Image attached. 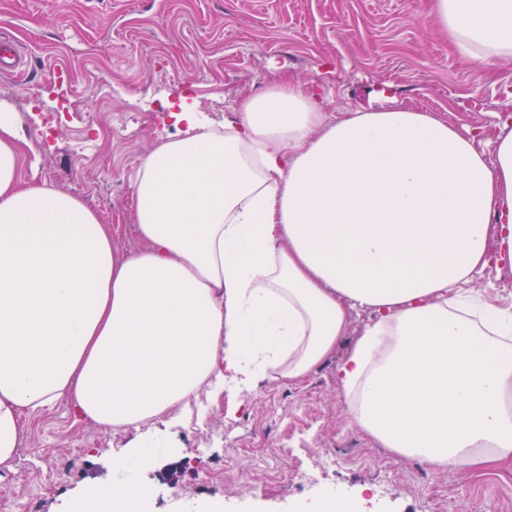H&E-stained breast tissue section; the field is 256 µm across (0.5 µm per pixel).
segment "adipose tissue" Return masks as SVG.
<instances>
[{
	"label": "adipose tissue",
	"instance_id": "ef3b65f1",
	"mask_svg": "<svg viewBox=\"0 0 512 512\" xmlns=\"http://www.w3.org/2000/svg\"><path fill=\"white\" fill-rule=\"evenodd\" d=\"M470 60L512 59V0H432ZM133 181L135 254L78 197L22 181L0 113V466L22 418L66 399L98 424L164 421L202 389L300 383L349 312L337 366L354 422L397 456L459 475L512 461V309L474 302L512 271V116L492 154L435 113L343 112L275 82L216 128L181 104ZM157 447L112 457V512L149 496ZM502 274L492 263L474 275L468 288L508 308L512 305V274L510 277L501 276Z\"/></svg>",
	"mask_w": 512,
	"mask_h": 512
}]
</instances>
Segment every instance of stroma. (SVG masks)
<instances>
[{"instance_id": "1", "label": "stroma", "mask_w": 512, "mask_h": 512, "mask_svg": "<svg viewBox=\"0 0 512 512\" xmlns=\"http://www.w3.org/2000/svg\"><path fill=\"white\" fill-rule=\"evenodd\" d=\"M430 11L431 0H0V32L27 59V80L0 75V104L29 144L22 178L78 196L112 225L117 248L136 252L132 184L175 132L169 104H196L220 124L288 77L324 87L328 118L386 105L444 112L481 128L491 149L498 116L512 115V61L471 62ZM33 85L68 99L71 114L47 122ZM23 423L0 478L60 470L38 512H79L114 481L113 454L140 442L162 447L139 474L151 489L141 512H299L330 496L361 500L362 512H512V463L421 483L418 462L352 421L332 360L298 384L202 394L172 423L138 431L76 419L66 400Z\"/></svg>"}]
</instances>
